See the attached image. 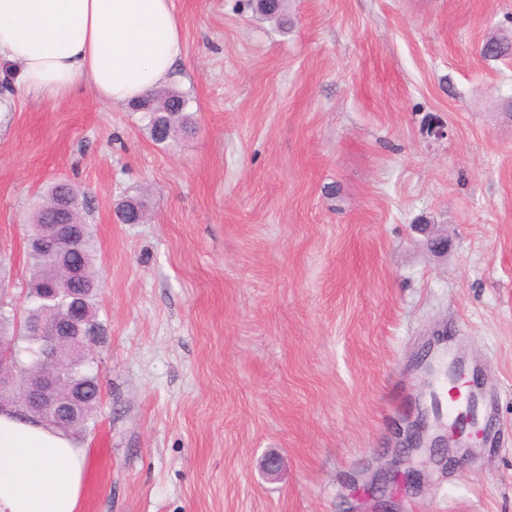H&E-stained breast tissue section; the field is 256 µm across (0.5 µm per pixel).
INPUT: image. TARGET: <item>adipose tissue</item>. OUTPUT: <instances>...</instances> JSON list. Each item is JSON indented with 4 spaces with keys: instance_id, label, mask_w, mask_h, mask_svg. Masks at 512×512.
Returning a JSON list of instances; mask_svg holds the SVG:
<instances>
[{
    "instance_id": "adipose-tissue-1",
    "label": "adipose tissue",
    "mask_w": 512,
    "mask_h": 512,
    "mask_svg": "<svg viewBox=\"0 0 512 512\" xmlns=\"http://www.w3.org/2000/svg\"><path fill=\"white\" fill-rule=\"evenodd\" d=\"M184 50L173 0H0V62L52 98L82 83L123 105L176 77ZM88 454L75 439L0 411V512H79Z\"/></svg>"
}]
</instances>
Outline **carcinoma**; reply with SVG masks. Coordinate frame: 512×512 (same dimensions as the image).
Instances as JSON below:
<instances>
[{
  "instance_id": "carcinoma-1",
  "label": "carcinoma",
  "mask_w": 512,
  "mask_h": 512,
  "mask_svg": "<svg viewBox=\"0 0 512 512\" xmlns=\"http://www.w3.org/2000/svg\"><path fill=\"white\" fill-rule=\"evenodd\" d=\"M256 8L263 15L276 19L281 27L288 28V16L285 14L284 3L281 0H257ZM482 52L489 58L505 57L512 54V42L491 38L484 43ZM189 105L190 99L187 95L173 90L157 89L136 101L133 111L142 114L151 139L157 144H164L175 140L179 135L192 133L194 126L192 115L188 112ZM70 190V183L67 181H58L47 186L33 213L34 222L29 225V238H35L42 225L56 222V211L53 207L60 199L70 195ZM73 247L76 248L74 260L79 263L81 269L76 287L84 289L86 326L98 337L101 334V323L97 320L94 303V297L98 291L96 248L88 227H83L82 238L73 244ZM28 264L30 281L25 315L18 319L13 313L0 307V336L22 337V343L19 345V364L27 370L35 366L37 352L41 346V337L27 332L29 321L40 316L47 318L53 311L66 304L65 294L62 293L54 299L47 300L40 294V288L47 281L55 282L59 288L71 287L69 267L54 257L30 252ZM88 355L89 352L77 349L68 354L67 364L72 375L86 386L87 416L81 421L60 428V431L66 434L75 435L86 430L94 418L95 406L100 394V382L97 374L92 371Z\"/></svg>"
}]
</instances>
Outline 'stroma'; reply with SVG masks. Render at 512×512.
<instances>
[{"mask_svg": "<svg viewBox=\"0 0 512 512\" xmlns=\"http://www.w3.org/2000/svg\"><path fill=\"white\" fill-rule=\"evenodd\" d=\"M173 4L176 144L0 67V302L24 305L48 184L96 242L82 512H512V57L481 53L512 0H289L285 33L249 0ZM131 196L148 222L118 219ZM434 341L482 370L488 436L367 497L404 415L448 400L416 366Z\"/></svg>", "mask_w": 512, "mask_h": 512, "instance_id": "35a3bbf8", "label": "stroma"}]
</instances>
